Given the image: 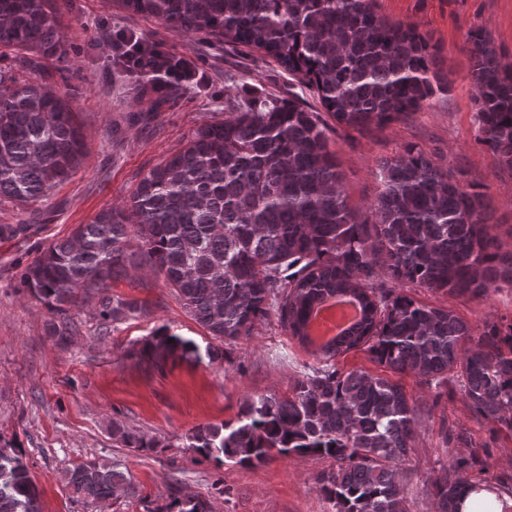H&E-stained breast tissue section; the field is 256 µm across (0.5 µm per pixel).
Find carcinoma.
<instances>
[{
	"label": "carcinoma",
	"instance_id": "carcinoma-1",
	"mask_svg": "<svg viewBox=\"0 0 512 512\" xmlns=\"http://www.w3.org/2000/svg\"><path fill=\"white\" fill-rule=\"evenodd\" d=\"M122 2L175 32L264 51L317 93L325 113L271 96L229 102L224 120L202 124L143 176L129 204L51 243L24 273L29 292L54 312L48 335L71 342L78 325L67 307L90 298L102 339L115 323L145 313V304L112 293L144 264L225 344L250 335L275 308L321 366L285 399L259 395L235 418L195 428L186 447L222 466L258 467L275 454L327 459L316 482L332 512H412L403 465L420 409L383 375L337 367V357L364 347L421 386L457 382L477 422L490 426L482 450L451 456L429 480L430 512H463V489L491 493L501 512H512V475L492 474L487 463L499 433L512 435V323L486 322L476 334L453 311L380 281L384 270L402 283L482 298L500 282L512 285V251L501 252L490 234L479 185L461 184L414 147L379 161L371 214L351 207L329 150L334 127L323 118L363 131L421 108L442 82L430 43L380 16L373 0ZM466 42L477 140L512 171V66L488 32L471 30ZM64 52L57 0H0V59L12 54L23 70L0 69V197L24 206L50 200L83 155L77 116L47 87L63 74L47 61ZM337 296L355 300L361 318L319 343L311 317ZM137 355L201 359L193 341L166 326ZM112 438L141 453L160 444L118 422ZM61 480L86 502L133 493L127 473L106 460L67 468ZM0 512H41L14 448H0ZM159 512L208 506L174 497Z\"/></svg>",
	"mask_w": 512,
	"mask_h": 512
}]
</instances>
